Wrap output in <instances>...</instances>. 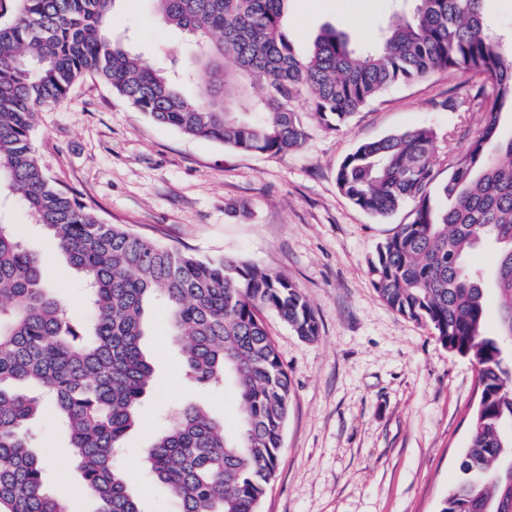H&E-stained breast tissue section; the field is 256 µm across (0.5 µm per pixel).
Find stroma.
<instances>
[{"mask_svg":"<svg viewBox=\"0 0 512 512\" xmlns=\"http://www.w3.org/2000/svg\"><path fill=\"white\" fill-rule=\"evenodd\" d=\"M396 0H288L282 31L297 53L328 26L351 46L374 41ZM109 31L136 55L159 64L158 48L183 53L185 33L164 26L150 0H117ZM464 76L436 74L395 86L339 132L303 112L305 144L288 154L247 153L158 124L92 75L56 106L38 113L36 154L48 177L74 191L100 221L120 224L162 246L202 258L234 257L298 285L319 325L305 340L274 312L263 314L290 379L288 420L278 467L259 512H439L458 477L478 404L476 369L427 328L387 306L368 270L376 248L410 207L380 220L353 205L336 170L357 144L415 127L437 136V182L449 151L463 150L482 122L451 112ZM0 221L41 255L46 283L73 293L75 274L48 253L42 227L17 198L0 197ZM143 345L154 367L144 424L129 433L116 463L127 471L143 512H173L166 486L144 468L154 434L171 410L203 405L236 433L241 414L232 386L194 390L161 307L149 312ZM32 445L50 472L48 490L66 494L70 512H97L75 493L80 474L67 436L46 416L30 425Z\"/></svg>","mask_w":512,"mask_h":512,"instance_id":"stroma-1","label":"stroma"}]
</instances>
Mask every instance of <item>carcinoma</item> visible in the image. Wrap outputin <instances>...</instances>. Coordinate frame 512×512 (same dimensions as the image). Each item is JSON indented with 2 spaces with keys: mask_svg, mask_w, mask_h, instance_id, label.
<instances>
[{
  "mask_svg": "<svg viewBox=\"0 0 512 512\" xmlns=\"http://www.w3.org/2000/svg\"><path fill=\"white\" fill-rule=\"evenodd\" d=\"M116 0H0V193L17 197L79 273L88 322L42 279L41 258L0 221V512H68L45 483L30 421L56 419L69 436L81 490L99 512H141L116 451L140 422L153 365L143 351L148 306H164L183 377L207 390L233 383L240 431L198 404L175 411L144 458L177 512H258L288 419L290 380L261 312L304 339L318 335L300 288L234 259H202L99 222L43 171L32 131L83 75L98 77L158 124L245 151L286 154L307 138L301 107L337 131L387 89L437 73L468 77L460 104L484 113L466 149L436 183V134L426 127L358 144L340 163L339 190L386 218L411 220L383 243L369 273L378 295L430 328L476 367L482 394L460 476L440 512H485L512 501V42L496 33L485 0H411L377 44L355 50L325 28L304 56L281 31L287 0H152L159 20L193 39L164 66L142 62L106 35ZM198 88L192 99L185 84ZM249 103L250 111L237 108ZM488 248L499 331L489 335L484 273L470 255Z\"/></svg>",
  "mask_w": 512,
  "mask_h": 512,
  "instance_id": "cac0c4a2",
  "label": "carcinoma"
}]
</instances>
